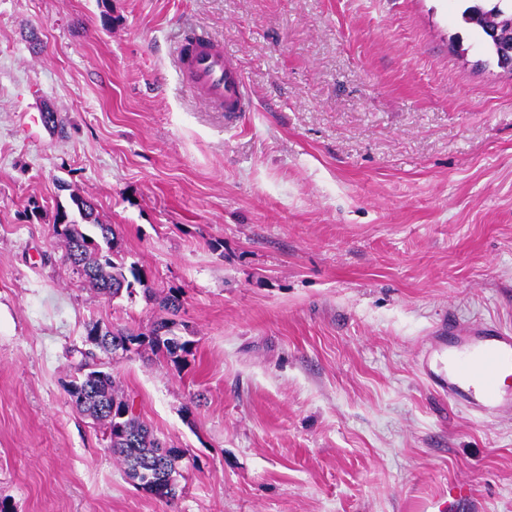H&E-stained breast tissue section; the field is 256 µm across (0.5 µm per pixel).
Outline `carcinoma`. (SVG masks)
<instances>
[{"label":"carcinoma","mask_w":512,"mask_h":512,"mask_svg":"<svg viewBox=\"0 0 512 512\" xmlns=\"http://www.w3.org/2000/svg\"><path fill=\"white\" fill-rule=\"evenodd\" d=\"M465 24L486 37L489 51L499 58L501 48L489 37V29L505 18L512 17V0H480L467 6L461 14ZM82 220L94 232L81 230L67 212H59L53 224L54 233L65 243L66 261L97 293L117 297L132 294L135 285L144 286L145 276L136 264H126L116 248L112 225L105 224L95 214L91 200L73 198ZM162 316L148 332L130 328H115L96 321L88 325L83 347L69 365L64 391L76 411L90 417L104 429L108 451L124 466L128 479L145 492L159 498L177 495V478L182 476L181 462L186 452L163 445L149 428L133 413L132 405L117 393L112 361L129 352L149 350L180 365L191 353L192 341L177 334L176 317L181 310L180 291L171 290L159 299Z\"/></svg>","instance_id":"obj_1"}]
</instances>
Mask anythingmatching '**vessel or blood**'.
Returning a JSON list of instances; mask_svg holds the SVG:
<instances>
[{
  "mask_svg": "<svg viewBox=\"0 0 512 512\" xmlns=\"http://www.w3.org/2000/svg\"><path fill=\"white\" fill-rule=\"evenodd\" d=\"M184 83L205 106L223 112L227 122L250 111L251 99L236 61L207 35L184 41L179 49ZM512 371V331L498 326L465 329L448 325V349L427 375L437 390L482 415L512 406V391L499 384ZM479 501L465 483L424 500L419 512H478Z\"/></svg>",
  "mask_w": 512,
  "mask_h": 512,
  "instance_id": "1",
  "label": "vessel or blood"
}]
</instances>
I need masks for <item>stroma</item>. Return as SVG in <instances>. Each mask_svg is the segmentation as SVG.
<instances>
[{
    "mask_svg": "<svg viewBox=\"0 0 512 512\" xmlns=\"http://www.w3.org/2000/svg\"><path fill=\"white\" fill-rule=\"evenodd\" d=\"M192 32L254 95L234 124L182 83ZM75 195L147 288L110 299L66 262L52 225ZM172 288L185 363L114 365L194 462L166 501L62 382L89 322L146 329ZM449 318L512 329V74L454 0H0L14 512H415L452 481L512 512V408L468 411L422 369Z\"/></svg>",
    "mask_w": 512,
    "mask_h": 512,
    "instance_id": "1",
    "label": "stroma"
}]
</instances>
